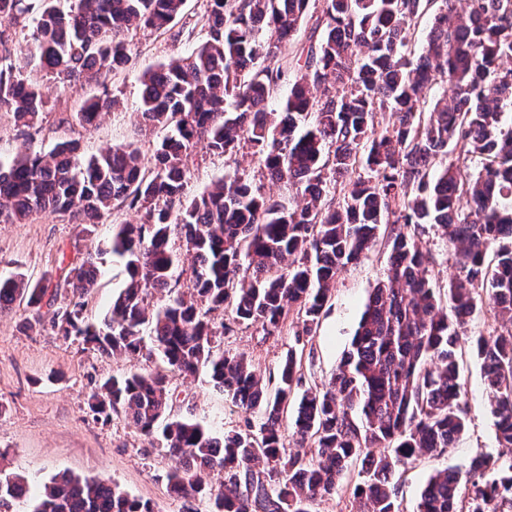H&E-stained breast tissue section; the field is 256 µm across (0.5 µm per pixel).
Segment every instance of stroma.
<instances>
[{
	"mask_svg": "<svg viewBox=\"0 0 512 512\" xmlns=\"http://www.w3.org/2000/svg\"><path fill=\"white\" fill-rule=\"evenodd\" d=\"M206 7L207 0H187L180 21L184 35L179 39L150 29L138 30L131 42L129 65L109 76L105 86L91 84L63 90L58 84H50L47 109L35 127H18L11 113L0 112V159L10 158L26 147L46 152L55 143L71 139L79 140L87 156L129 141L139 143L144 154H152L166 132L141 133L140 76L203 41ZM105 90L117 99V106L104 112L96 125L79 126L74 112L81 101ZM233 167L223 156L196 148L189 158L187 195L199 194ZM139 219L135 209L122 204L114 206L89 235L54 214L33 216L25 224H0V277L21 272L31 281L56 284L88 250L110 237L115 225ZM388 256L386 242H379L359 263L338 276L312 336L296 337V327L291 323L272 336L256 325L238 327L218 340V348L232 355H245L267 382L276 380L288 350H302L303 389L322 387L348 349L372 289L385 278ZM97 265L99 284L85 299L84 314L92 322L103 319L127 278L123 262L115 256L99 255ZM56 307V302L47 301L37 310L19 299L11 314L0 318V471L20 474L35 487L62 471L104 478L149 502L154 512H182V502L169 495L165 480L166 473L176 465L175 459L130 426L123 413H112L104 421L89 408L90 395L106 379L163 369L161 357H107L77 340L62 338L52 327ZM492 321L490 311H482L467 325L460 340V383L467 411L463 434L449 452L413 461L396 480L399 499L407 512H414L419 493L435 470L462 469L476 455L500 452L481 362L470 350L471 336L489 330ZM170 379L178 394L173 414H193L216 433L261 422L259 415H246L230 397L216 390L206 370L187 377L174 373Z\"/></svg>",
	"mask_w": 512,
	"mask_h": 512,
	"instance_id": "stroma-1",
	"label": "stroma"
}]
</instances>
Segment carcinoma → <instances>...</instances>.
<instances>
[{
  "label": "carcinoma",
  "mask_w": 512,
  "mask_h": 512,
  "mask_svg": "<svg viewBox=\"0 0 512 512\" xmlns=\"http://www.w3.org/2000/svg\"><path fill=\"white\" fill-rule=\"evenodd\" d=\"M207 39L187 56L141 76L144 131L166 129L150 158L132 143L88 158L74 140L47 153L0 160V223L37 213L95 225L130 201L138 224L103 242L124 260L128 281L103 320L84 315L99 277L93 253L63 283L0 278V316L19 298L38 308L64 288L52 326L106 355H136L145 338L173 370H207L251 423L219 438L200 422L172 418L161 371L105 381L91 395L104 418L122 411L180 466L168 473L177 499L205 512H314L348 464L365 462L352 490L357 512H403L393 479L412 459L439 457L466 428L459 383V330L487 307L495 327L473 338L482 361L499 446L512 449V0H322L318 34L280 108L268 105L288 73L284 51L309 0H208ZM185 0H0V24L36 13L30 38L0 33V112L20 127L45 112V76L67 88L104 82L130 60L131 33L172 32ZM453 96L434 99L437 85ZM110 96L75 112L95 124ZM391 112L385 126L377 115ZM257 160L262 178L296 187L288 205L234 172L189 198L194 147ZM479 157L471 173L446 161L448 148ZM391 225L386 278L366 303L350 348L328 386L298 394L302 375L288 351L274 391L241 356L215 349L231 325L272 335L292 317L297 336L316 331L331 287ZM430 224L455 255L446 289L453 317L433 287L436 274L416 230ZM167 295L154 308L149 294ZM221 311L227 321L215 323ZM293 411L296 445L283 421ZM224 471L217 488L205 480ZM153 512L117 484L70 473L32 491L0 476V512ZM417 512H512V455L443 468L420 492Z\"/></svg>",
  "instance_id": "1"
}]
</instances>
